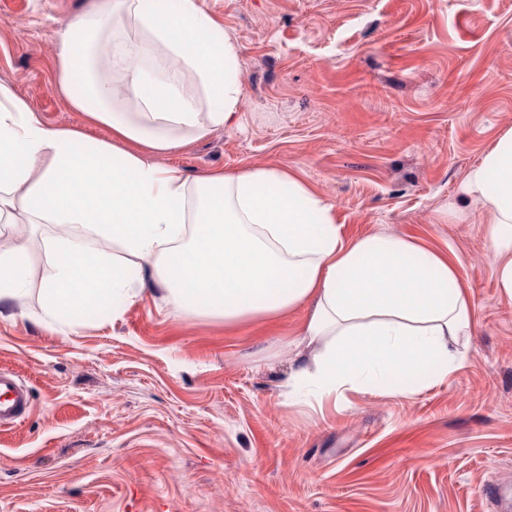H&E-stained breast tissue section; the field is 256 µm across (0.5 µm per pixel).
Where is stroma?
<instances>
[{
	"mask_svg": "<svg viewBox=\"0 0 512 512\" xmlns=\"http://www.w3.org/2000/svg\"><path fill=\"white\" fill-rule=\"evenodd\" d=\"M92 0H0V84L53 127L106 139L59 94V30ZM235 41L232 124L162 164L277 167L333 207L346 240L389 233L447 254L472 324L464 361L409 398L292 405L275 322L183 316L152 277L120 316L68 327L38 290L0 312V369L33 407L0 427V512H512V296L463 183L512 131V0H198Z\"/></svg>",
	"mask_w": 512,
	"mask_h": 512,
	"instance_id": "obj_1",
	"label": "stroma"
}]
</instances>
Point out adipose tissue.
I'll return each instance as SVG.
<instances>
[{
	"instance_id": "adipose-tissue-1",
	"label": "adipose tissue",
	"mask_w": 512,
	"mask_h": 512,
	"mask_svg": "<svg viewBox=\"0 0 512 512\" xmlns=\"http://www.w3.org/2000/svg\"><path fill=\"white\" fill-rule=\"evenodd\" d=\"M104 38L121 87L94 73ZM57 85L111 136L47 126L0 84V307L30 278L16 224H58L44 241L54 274L40 302L60 318L118 298L134 302L142 269L188 316L235 326L310 312L290 398L389 388L417 393L455 370L471 310L446 256L388 234L346 241L331 205L297 176L257 167L186 177L158 158L231 123L242 97L239 54L196 0H99L58 34ZM464 191L482 202L502 288L512 294V132ZM84 226L89 238L71 228ZM122 250L111 258L106 244Z\"/></svg>"
}]
</instances>
